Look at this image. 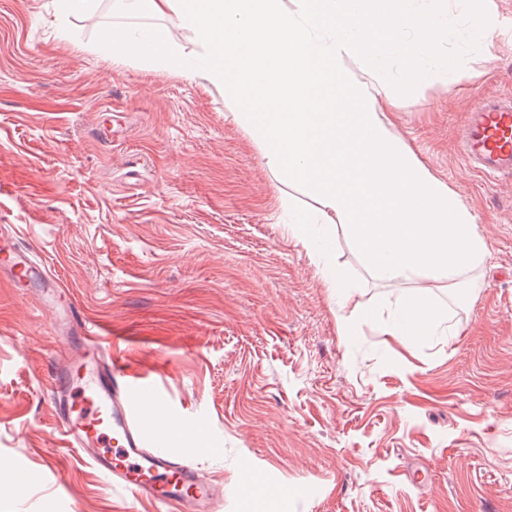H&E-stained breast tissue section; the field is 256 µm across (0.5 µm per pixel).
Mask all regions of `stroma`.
Listing matches in <instances>:
<instances>
[{"label": "stroma", "instance_id": "1", "mask_svg": "<svg viewBox=\"0 0 512 512\" xmlns=\"http://www.w3.org/2000/svg\"><path fill=\"white\" fill-rule=\"evenodd\" d=\"M96 0H0V225H13L82 311L154 383L222 512H512V179L467 172L471 98L512 91V0L460 68L423 78L386 116L477 217L487 256L432 291L452 337L386 336L398 311L341 227L336 296L288 233L311 209L235 123L221 85L104 52ZM57 313L0 288V512H160L59 451L49 407ZM40 478L14 494L17 466Z\"/></svg>", "mask_w": 512, "mask_h": 512}]
</instances>
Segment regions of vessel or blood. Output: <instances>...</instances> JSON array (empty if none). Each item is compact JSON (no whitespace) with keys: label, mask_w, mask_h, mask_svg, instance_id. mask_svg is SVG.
<instances>
[{"label":"vessel or blood","mask_w":512,"mask_h":512,"mask_svg":"<svg viewBox=\"0 0 512 512\" xmlns=\"http://www.w3.org/2000/svg\"><path fill=\"white\" fill-rule=\"evenodd\" d=\"M461 152L488 180L512 178V94L474 97ZM48 277L16 232L0 237V284L31 294L47 287ZM64 321L67 334L82 342L57 352L52 376L50 407L63 448L165 512L223 507L224 485L199 466L197 449L155 447L172 421L155 386L129 372L115 341L99 336L75 302Z\"/></svg>","instance_id":"1"}]
</instances>
